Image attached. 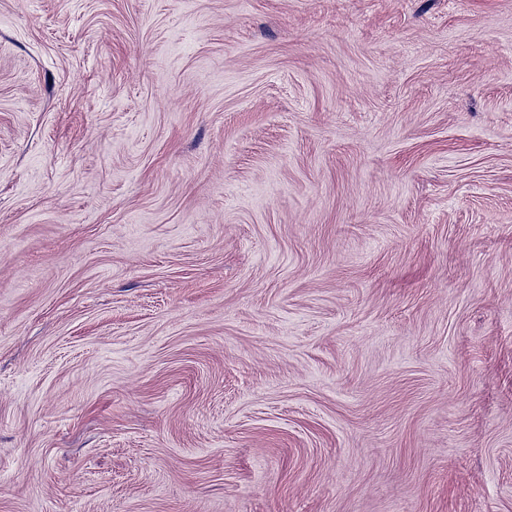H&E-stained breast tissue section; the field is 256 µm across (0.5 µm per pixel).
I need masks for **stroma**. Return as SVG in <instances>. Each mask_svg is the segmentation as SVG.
Segmentation results:
<instances>
[{"mask_svg": "<svg viewBox=\"0 0 512 512\" xmlns=\"http://www.w3.org/2000/svg\"><path fill=\"white\" fill-rule=\"evenodd\" d=\"M0 512H512V0H0Z\"/></svg>", "mask_w": 512, "mask_h": 512, "instance_id": "35a3bbf8", "label": "stroma"}]
</instances>
